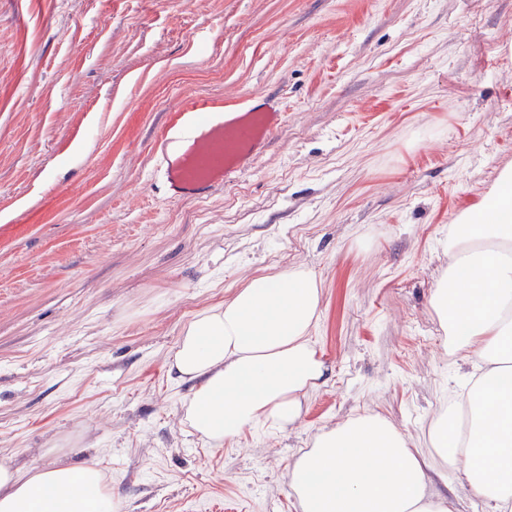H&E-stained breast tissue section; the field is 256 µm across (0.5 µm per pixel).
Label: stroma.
<instances>
[{"instance_id":"stroma-1","label":"stroma","mask_w":512,"mask_h":512,"mask_svg":"<svg viewBox=\"0 0 512 512\" xmlns=\"http://www.w3.org/2000/svg\"><path fill=\"white\" fill-rule=\"evenodd\" d=\"M512 0H0V461L98 468L119 512H300L291 463L358 415L426 444L454 213L512 163ZM282 99L269 148L167 199L169 107ZM322 281L329 378L214 447L168 358L253 277Z\"/></svg>"}]
</instances>
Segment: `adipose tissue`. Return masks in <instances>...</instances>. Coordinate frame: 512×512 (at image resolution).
Returning a JSON list of instances; mask_svg holds the SVG:
<instances>
[{"label":"adipose tissue","instance_id":"obj_1","mask_svg":"<svg viewBox=\"0 0 512 512\" xmlns=\"http://www.w3.org/2000/svg\"><path fill=\"white\" fill-rule=\"evenodd\" d=\"M448 267L430 307L453 352L484 370L454 391L425 448L383 419L356 416L321 430L292 463L288 485L302 512H454L428 489L465 463V482L489 512H512V166L455 215L442 242ZM322 287L306 267L252 278L184 325L169 357L192 382L191 427L211 445L248 430L295 424L328 366L311 340ZM102 473L63 462L32 473L0 464V512H115Z\"/></svg>","mask_w":512,"mask_h":512}]
</instances>
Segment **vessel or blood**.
Masks as SVG:
<instances>
[{"mask_svg": "<svg viewBox=\"0 0 512 512\" xmlns=\"http://www.w3.org/2000/svg\"><path fill=\"white\" fill-rule=\"evenodd\" d=\"M205 98L186 99L170 112L167 127L185 122L187 117L204 118L213 112ZM284 117L281 104L248 109L223 125L212 128L197 139L192 149L178 162L162 166L164 187L170 196L202 194L242 173L251 158L264 148Z\"/></svg>", "mask_w": 512, "mask_h": 512, "instance_id": "1", "label": "vessel or blood"}]
</instances>
